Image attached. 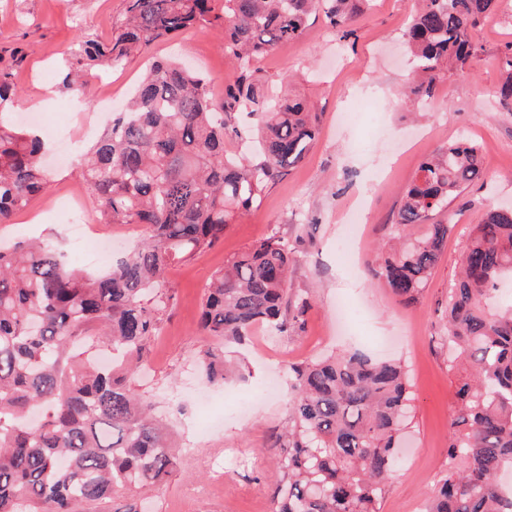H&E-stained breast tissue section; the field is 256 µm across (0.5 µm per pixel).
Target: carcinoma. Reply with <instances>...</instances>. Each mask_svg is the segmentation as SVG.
I'll list each match as a JSON object with an SVG mask.
<instances>
[{"instance_id":"1","label":"carcinoma","mask_w":512,"mask_h":512,"mask_svg":"<svg viewBox=\"0 0 512 512\" xmlns=\"http://www.w3.org/2000/svg\"><path fill=\"white\" fill-rule=\"evenodd\" d=\"M372 0H126L109 39L84 37L62 88L81 96L93 70L114 67L156 41L225 23L224 50L237 64L216 104L210 80L156 61L125 111L80 156L103 224H139L143 241L109 272L91 276L50 244L0 249V512H147L178 456L152 405L135 388L169 297V265L213 246L262 190L303 159L318 135L299 97L273 98L254 56L299 39L312 16L343 37ZM499 0H415L401 38L413 69L405 94L430 99L445 67L465 69L479 46L470 30ZM499 63L501 108L512 112V43ZM19 92L0 70V224L48 188L41 141L12 120ZM257 123L264 160L224 151V118ZM483 176L480 148L462 136L422 162L402 190L390 235L399 246L367 267L400 300L427 288L454 225L431 224L448 201ZM292 249L273 234L227 259L207 284L200 330L240 343L253 326L300 331L308 302L288 299ZM512 275V206H492L473 226L448 288V372L454 383L448 464L426 512H512L499 490L512 464V300L493 310ZM119 353L109 366L86 355ZM214 381L224 354L206 351ZM288 429L272 445L282 480L273 512H382L385 481L409 428V384L398 361L358 353L284 364Z\"/></svg>"}]
</instances>
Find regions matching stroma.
Listing matches in <instances>:
<instances>
[{"mask_svg":"<svg viewBox=\"0 0 512 512\" xmlns=\"http://www.w3.org/2000/svg\"><path fill=\"white\" fill-rule=\"evenodd\" d=\"M411 7L412 0H376L345 39L323 20L312 21L299 40L253 60L279 91L312 102L319 135L305 158L270 182L220 242L167 272L172 301L135 380L180 449L178 473L152 494L158 512H257L282 477L266 449L288 422V384L278 377L284 352L303 361L357 350L406 365L412 422L403 463L386 483L383 512H423L444 471L453 391L444 339L448 285L458 274L468 230L482 223L489 202H512V113L492 95L500 80L499 54L512 43V6L500 5L498 18L477 23L471 36L480 53L466 75L448 70L425 106L402 93L411 64L399 37ZM124 8V0H0V69L11 70L20 90L19 123L46 133L59 123L76 129L87 120V138L95 140L112 121L111 109L100 104L104 84H111L113 96L127 98L150 63L169 57H183L210 79L214 98L223 99L235 63L224 51V25L217 21L100 72L88 87L87 116L66 111L70 95L60 84V68L83 36L107 38ZM283 73L290 82H280ZM37 97L47 98V106L30 107ZM462 135L491 148L493 164L485 170L486 182L471 184L447 212L435 215V222H451L455 230L428 287L413 304L402 305L382 281L365 274L364 264L383 251V227L392 223L400 192L418 166ZM50 144L47 191L0 224V242L38 236L72 254L64 217L71 197L84 201L100 235L115 240L116 255L139 243V225L99 223L81 168L59 139ZM273 234L294 250L292 302L311 304L302 331L259 324L240 345L203 334L198 321L208 279L228 257ZM217 347L243 372L221 386L209 383L199 365L200 352ZM241 393L253 398L243 413L234 401Z\"/></svg>","mask_w":512,"mask_h":512,"instance_id":"35a3bbf8","label":"stroma"}]
</instances>
